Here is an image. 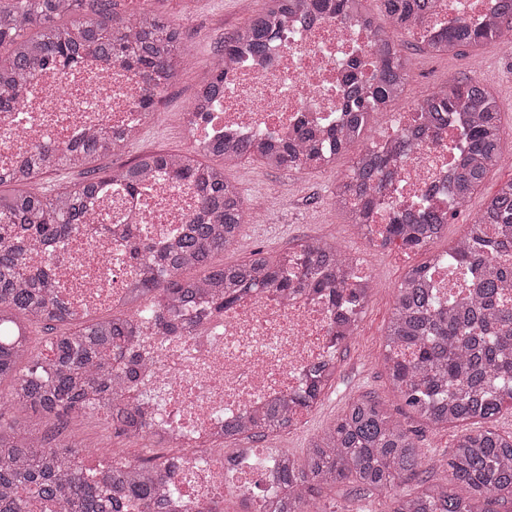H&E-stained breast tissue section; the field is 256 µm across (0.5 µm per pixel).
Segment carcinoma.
Instances as JSON below:
<instances>
[{
    "mask_svg": "<svg viewBox=\"0 0 512 512\" xmlns=\"http://www.w3.org/2000/svg\"><path fill=\"white\" fill-rule=\"evenodd\" d=\"M113 0H0V112L17 109L24 86L37 72L76 66L83 56L99 55L121 64L142 79L138 101L151 113L170 80L189 64L180 28L154 12L117 20ZM394 28L405 29L425 18L432 0H382ZM292 12L334 17L346 23L363 12L362 0H265L261 12L244 27L224 38V53L197 92L192 108L220 89L224 63L243 51L260 56ZM512 43V0H498L496 13L476 29L455 20L429 48L432 54L461 47ZM411 79L400 49L385 43L376 52L374 71L364 84L351 68L345 75L343 127L320 137L306 128L293 139L272 143L260 134L246 141L199 142L183 154L150 152L132 163L104 170L95 162L117 152L112 136L98 131L82 144L59 148L33 146V157L21 171L0 176V512H162L159 501L164 474L161 466L123 460L93 472L79 464L83 449L66 438L54 442L33 424L5 422L4 405H20L54 418L73 419L101 410L112 428L124 436L146 433L138 407L121 402L141 324L137 313L121 312L87 324L75 323L56 294L53 263L28 265L38 247L59 242L91 222L87 200L113 181L134 190L158 169L175 180L194 182L201 193V216L189 233L163 253L143 240L134 254L143 278L131 286L129 305L144 297L154 300L143 313L166 336L191 334L195 324L178 310L203 306L209 297L221 309L258 286L286 288L299 284L328 292L336 305L364 306L350 289L357 277L349 258L325 240L303 242L271 260L257 250L232 265H216L213 256L231 248L249 218V206L225 168L241 159H256L271 168L317 170L358 141L381 112L402 96ZM422 125L393 139L390 150H364L348 173L336 182L333 200L347 223L360 234H377L381 246L400 240L419 250L441 237L447 213L437 208L402 209L387 224L371 223L388 180L412 153L418 137L443 127L450 112L468 123L467 154L456 169L451 193L458 205L467 204L489 171L503 158V103L476 77L448 80L438 91L416 103ZM219 160L217 164L202 161ZM49 168L76 169L82 179L56 193L38 182ZM499 252L512 253V180L500 185L463 237L426 262L409 268L397 285L395 305L385 331L389 354L386 369L393 387L407 406L434 428L472 421L476 428L457 435L445 464L456 485L425 483L413 495L393 496L391 512H498L512 504V433L497 426L498 416L512 404V303L503 299L512 266L497 267ZM439 266L484 271L476 294L448 307L426 283L428 270ZM196 269V277L182 272ZM75 324L55 336H44L47 350L36 351L31 327ZM316 388L301 401L313 407L333 379L326 368H312ZM292 425L288 405L272 408L224 431V439L248 434L255 440ZM425 460L416 432L392 417L380 401L363 396L313 440L306 461L284 455L277 465L280 494L266 512H308L316 508L323 485L349 480L369 493L388 494L415 479Z\"/></svg>",
    "mask_w": 512,
    "mask_h": 512,
    "instance_id": "carcinoma-1",
    "label": "carcinoma"
}]
</instances>
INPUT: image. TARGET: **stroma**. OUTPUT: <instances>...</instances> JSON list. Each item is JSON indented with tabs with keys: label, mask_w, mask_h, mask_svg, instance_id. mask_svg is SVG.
I'll return each instance as SVG.
<instances>
[{
	"label": "stroma",
	"mask_w": 512,
	"mask_h": 512,
	"mask_svg": "<svg viewBox=\"0 0 512 512\" xmlns=\"http://www.w3.org/2000/svg\"><path fill=\"white\" fill-rule=\"evenodd\" d=\"M150 10L181 25L184 43L190 53L191 64L161 95L143 135L115 155L101 158L99 165L111 169L133 161L144 152H186L182 138L185 117L200 85L208 77L215 55L223 49L225 36L264 8V0H196L191 23L182 19L181 0H151ZM402 54L408 58L412 80L403 96L393 105L395 111L410 112L419 96L447 83L451 77H479L502 100L512 97V50L488 45L479 49L464 48L459 53L430 56L420 50L403 30L393 32ZM374 129H367L348 152L336 156L333 162L319 170L283 171L267 167L257 161H245L227 170V177L239 187L247 202L253 203L258 215L254 224L241 228L233 249L215 254L214 264H234L260 249L272 258L310 239L335 241L337 247L352 252L364 268L383 283L361 317L351 340L344 346L343 368L332 388L328 389L318 407L289 430L272 434L261 440V447L273 446L280 452L301 459L316 437L343 415L358 398L371 395L384 408L408 427L420 433V445L427 451L428 463L420 480L444 482L451 474L440 467L458 433L457 428L434 429L419 418L405 403L390 383L384 365V332L391 316L396 287L408 267L425 261L426 253L408 251L398 245L374 247L367 243L352 225L343 223L330 198V189L337 176L349 167L353 155L363 151L373 140ZM512 178V165L503 164L489 173L474 195L469 207L448 214L444 234L430 246L440 252L448 243L464 234L485 200L498 185ZM429 250V251H430ZM7 418L22 423H37L46 435L63 433L85 447V465L96 468L95 456L99 441L112 448L134 450L135 439L116 434L103 413L91 411L84 415L82 424L62 425L52 417L37 418L28 410L7 411ZM319 504L336 508L337 512H390L391 500L385 495H368L356 490L354 484L343 482L322 490Z\"/></svg>",
	"instance_id": "35a3bbf8"
}]
</instances>
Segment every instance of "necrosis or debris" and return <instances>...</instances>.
<instances>
[{
	"mask_svg": "<svg viewBox=\"0 0 512 512\" xmlns=\"http://www.w3.org/2000/svg\"><path fill=\"white\" fill-rule=\"evenodd\" d=\"M495 8L496 0H434L433 12L411 26L409 35L427 46L455 19L479 24ZM372 27L365 16L346 25L327 17H290L285 39L270 43L263 59L245 56L225 67L220 94L202 118L186 126L187 140L221 142L259 132L277 140L302 122L325 134L342 121L348 63L358 62L362 76L372 73ZM141 88L117 64L88 62L37 73L23 106L0 113V171L20 166L37 142L67 146L92 129L105 130L116 141L140 132L146 121L136 106ZM462 141L463 129L452 119L433 139L420 142L383 193L374 223H388L399 207H420L430 198L455 209L448 179ZM89 208L90 224L35 256L39 265L63 257L58 293L81 317L123 308L140 273L128 240L101 234L102 225L127 229L162 249L199 213V190L162 171L134 195L124 183L112 182L90 198ZM352 328L327 296L299 286L243 294L190 336H164L153 321L144 322L134 349L141 361L138 377L124 399L140 405L150 433L139 442L141 452L168 469L164 492L177 498L182 512H224L232 497L245 500L241 512H257V504L276 496V457L249 448L227 456L224 431L286 401L295 416L305 415L300 400L309 390V369L338 364Z\"/></svg>",
	"mask_w": 512,
	"mask_h": 512,
	"instance_id": "4bbe7bcc",
	"label": "necrosis or debris"
}]
</instances>
